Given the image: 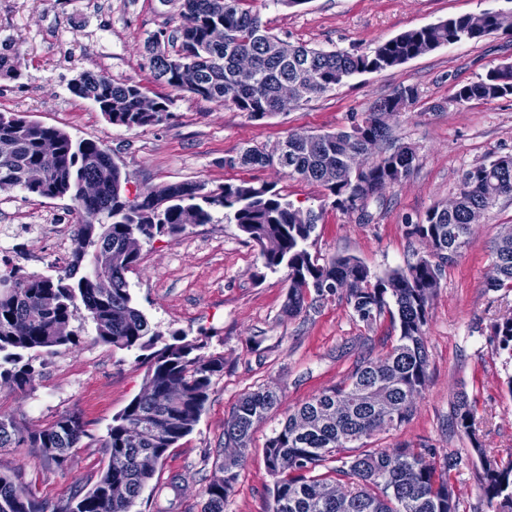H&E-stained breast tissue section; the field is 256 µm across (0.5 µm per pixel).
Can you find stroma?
Returning a JSON list of instances; mask_svg holds the SVG:
<instances>
[{
	"instance_id": "1",
	"label": "stroma",
	"mask_w": 512,
	"mask_h": 512,
	"mask_svg": "<svg viewBox=\"0 0 512 512\" xmlns=\"http://www.w3.org/2000/svg\"><path fill=\"white\" fill-rule=\"evenodd\" d=\"M264 25L282 40L324 50L362 52L398 34L464 14L503 8V0H306L288 8L249 0ZM179 0H0V51L14 56L18 76L0 78V113H18L73 137L105 143L128 189L145 192L182 182L215 191L227 183L267 182L294 207L322 212L310 247L322 259L354 256L371 274L404 268L429 252L407 238L405 227L448 204L463 174L480 163L512 155V96L459 104L457 90L493 67L512 64V32L444 45L384 71L358 74L288 111L255 121L233 106L156 82L145 46L160 29L178 25ZM84 72L139 83L150 97L171 96L170 116L149 127L112 125L88 100L69 89ZM415 86L417 103L390 121L392 145L411 146L415 167L360 209L333 208L324 188L288 177L275 167H225L226 156L254 146L272 151L288 134L350 128L399 85ZM210 223L188 227L177 239L143 244L129 273L134 300L163 339L172 333L202 337L204 354L224 357L193 432L169 449L155 476L149 512H202L204 488L221 478L224 421L246 393L271 388L279 407L255 428L237 470L224 512H269L274 478L264 458L267 439L289 409L347 379L357 360L384 355L397 338L388 318L365 325L344 295L329 297L291 317L285 272L266 270L259 248L240 236L233 215L211 207ZM82 215L71 198L45 199L21 189L0 190V228L15 232L12 264L55 275L58 256H70ZM512 225V195L499 197L474 225L467 245L443 267L425 327L428 379L415 399L412 419L378 432L367 447L403 444L431 448L438 467L449 459L459 512H487L480 491L481 465L467 438L450 428L459 392L474 401L479 438L497 458L512 456V394L504 381L512 363L490 339L491 327L512 315V288L488 281L494 244ZM42 376L21 391L0 387V413L39 428L65 413L80 416L90 432L65 466L35 452L0 450V472L21 471L39 500L72 496L92 486L107 463V427L142 392L146 368L135 353L95 338L84 325L78 346L40 352ZM448 467V466H447Z\"/></svg>"
}]
</instances>
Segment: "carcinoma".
<instances>
[{
  "label": "carcinoma",
  "mask_w": 512,
  "mask_h": 512,
  "mask_svg": "<svg viewBox=\"0 0 512 512\" xmlns=\"http://www.w3.org/2000/svg\"><path fill=\"white\" fill-rule=\"evenodd\" d=\"M246 0H181L183 22L161 30L146 44L148 65L156 81L175 92H190L218 105H232L252 120L277 114L283 92L308 102L344 83L355 74L396 68L443 45L478 40L499 30L512 31V13L483 12L450 17L436 24L405 31L371 50L351 53L292 45V54L278 52L281 39L271 34L259 14L243 7ZM254 57L253 85L234 81L238 54ZM490 69L478 81L461 87L456 102L512 95V81L502 70ZM71 92L95 104L108 121L128 129L166 120L172 99L153 100L155 109L143 112L147 98L140 84L116 83L104 74L83 73ZM418 101L411 85L399 86L377 102L348 130L314 134L310 144L282 140L287 164L257 147H244L224 157L227 168L279 166L290 177L317 182L334 207L349 210L354 196L366 202L411 173L415 153L398 146L367 164L358 174L343 172L347 152L390 139L376 114H397ZM58 143V159L45 164L41 141ZM104 175L95 198L82 196V184ZM14 187L36 196L70 197L83 219L74 238L71 260L55 276L24 272L0 258V380L19 390L33 387L40 371L37 352L67 348L79 341L75 320L90 322L96 339L125 351H138L147 366L143 391L112 419L103 447L108 462L89 488L47 507L29 495L16 493L22 477L0 472V512H142L143 495L169 449L197 425L213 378L224 373V356L196 354L202 348L180 333L161 341L144 313L136 307L127 280L140 255L125 250V240L137 236L176 239L192 224L211 222L209 207L233 213L242 235L260 248L264 268L287 270L288 315L297 316L307 299L323 300L345 289V299L357 318L372 324L389 315L399 334L381 358L356 363L348 381L324 390L288 412L281 427L268 438L265 460L279 476L270 492V512H457L448 470H441L426 449L403 445L391 452L365 450L364 440L408 421L414 399L428 377L424 328L429 301L440 286L442 267L468 243L467 215L486 209L502 195H512V156L476 165L464 174L460 206L448 213L435 206L417 224L406 225L409 237L431 243L432 252L405 269L372 275L356 257L338 256L323 263L308 249L321 221L312 210L302 211L285 201L268 183L243 181L205 193V185L181 182L129 198L126 181L100 141L75 139L66 131L25 116L0 113V187ZM499 268L493 287L512 288V239L496 246ZM107 276L112 288L104 293L98 279ZM498 349L512 361V316L492 327ZM280 402V395L260 388L244 395L224 421V446L241 449L237 460L223 465L224 478L209 483L203 512H224L249 449L255 425ZM451 421L467 436L481 464L480 488L489 512H512V459L488 454L477 437V410L461 393L453 403ZM88 431L74 413L31 429L10 414L0 413V448H30L61 467L71 449ZM335 466H330V463ZM350 480L347 495L328 499L323 488L332 476Z\"/></svg>",
  "instance_id": "cac0c4a2"
}]
</instances>
